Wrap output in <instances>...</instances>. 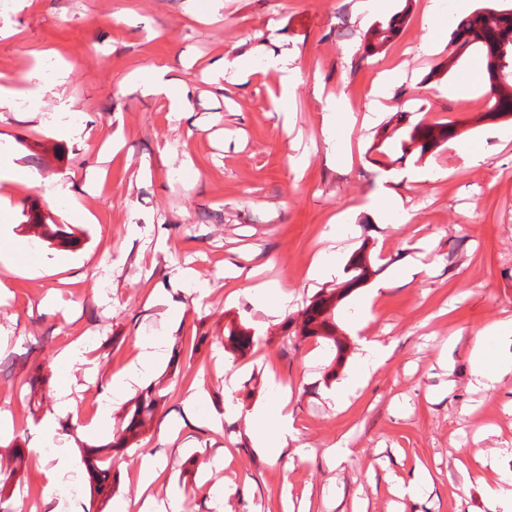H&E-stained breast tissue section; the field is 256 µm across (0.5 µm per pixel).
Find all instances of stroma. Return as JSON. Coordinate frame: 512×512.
<instances>
[{"mask_svg": "<svg viewBox=\"0 0 512 512\" xmlns=\"http://www.w3.org/2000/svg\"><path fill=\"white\" fill-rule=\"evenodd\" d=\"M407 17L397 37L375 56L361 38L398 11ZM458 16L454 0H385L367 14L359 0H12L0 14V136L12 143L31 181L11 184L6 217L18 239L20 265L46 267L25 276L0 268L10 290L0 305V410L15 435L33 446L40 427L24 379L43 367L47 400L65 371L61 358L87 348L94 377L75 375L77 417L59 418L73 452L107 444L122 406L100 422L110 375L126 366L145 337L180 348L150 381L167 399L138 444L115 464L117 497L140 492L135 468L149 452L166 462L154 487L177 489L182 512H219L210 485L235 489L228 512H487L483 469L492 456L512 471V375L486 390L471 375L474 333L512 318V117L488 119L494 104L487 81L456 96L478 65L434 75L448 62V39ZM431 42L433 50L421 46ZM288 52L297 67L288 97L277 74H258L221 90L209 64L237 54L265 63ZM154 65L169 68L191 99L172 119L164 99L143 95L127 80ZM397 71L389 97L374 105L380 74ZM341 116L327 123L331 100ZM377 110L376 122L362 124ZM413 121H452L460 140L481 146L475 164L448 142L422 160L406 159L383 172L369 148L396 111ZM63 122L77 128L64 138ZM121 152L102 161L113 133ZM105 167L96 194L83 190L89 169ZM66 182V194L48 187ZM402 202L382 204L381 189ZM94 217L68 222L71 206ZM61 224L71 242L43 238ZM370 253L377 275L352 290L336 309L339 352L323 340L296 336L302 310L317 293L346 280L358 250ZM335 275L309 281L317 255ZM424 273L400 279L406 265ZM190 267L208 287L200 297L176 280ZM288 289L277 318L254 307L256 268ZM56 292V304L45 303ZM177 319H169L167 307ZM259 337L244 355L224 348L228 323ZM388 346L390 355L343 406L332 400L359 367V336ZM232 384L236 413L216 431L206 417L224 410ZM290 387L295 447L275 460L254 443L276 441L278 429L253 409ZM201 396L202 418L187 420L185 400ZM345 443L346 460L329 448ZM231 456L220 470L218 451ZM425 465L433 481L420 500L401 502L397 478Z\"/></svg>", "mask_w": 512, "mask_h": 512, "instance_id": "stroma-1", "label": "stroma"}]
</instances>
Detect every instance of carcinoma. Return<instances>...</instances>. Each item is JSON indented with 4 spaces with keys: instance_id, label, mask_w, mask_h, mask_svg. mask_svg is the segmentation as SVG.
<instances>
[{
    "instance_id": "obj_1",
    "label": "carcinoma",
    "mask_w": 512,
    "mask_h": 512,
    "mask_svg": "<svg viewBox=\"0 0 512 512\" xmlns=\"http://www.w3.org/2000/svg\"><path fill=\"white\" fill-rule=\"evenodd\" d=\"M507 0H482L481 6L460 19L450 34L448 58L456 63L470 53H478L482 68L494 94L495 103L487 117L495 119L512 116V6ZM408 7L396 13L386 22L371 26L363 35L364 55L379 53L399 33ZM456 122L412 123L399 116L394 128H383L380 141L373 146L381 167L387 166L386 158L395 154L401 157L423 158L432 150L457 136ZM375 274L371 256L360 251L354 254L347 266L348 279L338 288L319 293L302 312L298 335L316 337L332 343L336 350H344L343 342L336 336V303L351 290L365 284ZM228 346L235 352H243L254 345V334L248 328L231 322L225 326ZM167 395L153 385L144 388L132 401L122 417V424L113 435L111 443L86 451V470L90 488L96 494L109 497L117 482V472L112 470L114 455L138 441L145 432L158 407ZM30 452L15 446L10 455L0 454V512H11L6 488L13 480L21 464L28 462Z\"/></svg>"
}]
</instances>
